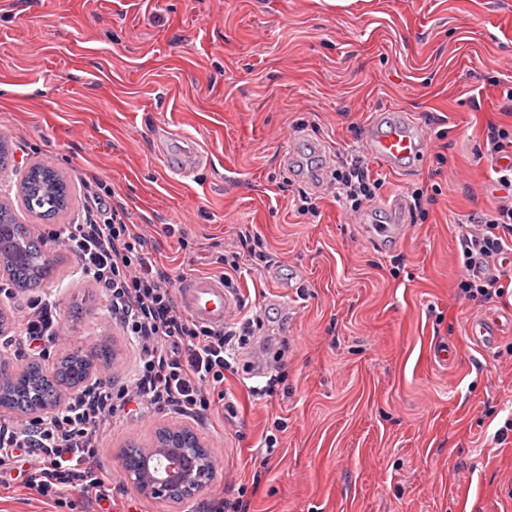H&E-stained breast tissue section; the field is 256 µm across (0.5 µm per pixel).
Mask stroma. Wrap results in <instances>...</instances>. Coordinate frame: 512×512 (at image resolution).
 Returning <instances> with one entry per match:
<instances>
[{
    "label": "stroma",
    "mask_w": 512,
    "mask_h": 512,
    "mask_svg": "<svg viewBox=\"0 0 512 512\" xmlns=\"http://www.w3.org/2000/svg\"><path fill=\"white\" fill-rule=\"evenodd\" d=\"M512 0H0V137L13 170L0 204L37 230L20 179L54 167L72 192L60 223L103 184L177 280L221 276L241 243L233 288L256 326L224 372L219 414L201 421L132 407L112 422L98 463L109 512H200L246 487L250 512H512V266L502 294L460 298L458 223L502 192L484 158L489 125L512 127ZM402 110L428 134L414 172L367 163L383 199L434 193L425 219L380 245L337 202L325 158L362 152L365 126ZM305 137L284 161L289 137ZM191 137L207 166L171 175L160 147ZM317 204L297 210L300 195ZM64 339L49 365L111 345L108 376L134 350L97 286L77 279L57 242ZM498 318L491 351L467 323ZM453 346L452 364L435 361ZM163 426L210 446L217 471L179 505L139 496L121 470L127 445ZM277 440L266 451V436ZM57 506L22 484L0 512H98L80 489Z\"/></svg>",
    "instance_id": "35a3bbf8"
}]
</instances>
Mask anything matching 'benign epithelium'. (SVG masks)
<instances>
[{
    "mask_svg": "<svg viewBox=\"0 0 512 512\" xmlns=\"http://www.w3.org/2000/svg\"><path fill=\"white\" fill-rule=\"evenodd\" d=\"M140 452L148 459L140 473L132 475L125 452L119 456L120 467L139 495L167 502L195 497L210 481L217 463L209 450L192 462L191 445L180 428L162 429L151 446Z\"/></svg>",
    "mask_w": 512,
    "mask_h": 512,
    "instance_id": "7a95c632",
    "label": "benign epithelium"
}]
</instances>
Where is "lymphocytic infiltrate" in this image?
<instances>
[{
  "label": "lymphocytic infiltrate",
  "mask_w": 512,
  "mask_h": 512,
  "mask_svg": "<svg viewBox=\"0 0 512 512\" xmlns=\"http://www.w3.org/2000/svg\"><path fill=\"white\" fill-rule=\"evenodd\" d=\"M489 156L500 159L496 181L512 192V129L492 126L486 134ZM337 196L351 211H361L382 187L364 158L357 157L336 171ZM84 211V221L46 228L45 238L62 241L74 255L81 277L103 291L106 307L128 336L137 354L128 379L76 389L63 407L24 422L0 424V485L12 472L24 477L27 488L45 497H61L77 486L96 500H108L111 489L97 466L102 437L132 399L159 412L204 418L218 413L224 394V371L236 357L253 319L212 327L181 311L172 270L155 259L138 225L129 223L122 203L109 216L95 213L99 193ZM481 247L472 250L469 236L460 243L465 274L458 292L465 298L488 300L499 295L498 280L476 272L511 248L512 201L494 204L476 219ZM18 332L0 338V345H23L28 355L48 359L60 333L59 305L50 294L28 297L16 309Z\"/></svg>",
  "instance_id": "lymphocytic-infiltrate-1"
}]
</instances>
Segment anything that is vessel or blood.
Returning a JSON list of instances; mask_svg holds the SVG:
<instances>
[{"mask_svg": "<svg viewBox=\"0 0 512 512\" xmlns=\"http://www.w3.org/2000/svg\"><path fill=\"white\" fill-rule=\"evenodd\" d=\"M363 144L368 154L378 158L387 167L398 170L421 168L427 144L426 132L421 124L409 120L404 114L392 110L376 113L363 133ZM160 158L165 167L174 174L185 175L191 172L200 159L196 150H186L179 154L161 152ZM389 211L396 213L397 220L392 224L375 226L376 235L385 239L403 237L408 229L400 213L401 199L388 202ZM178 301L184 312L194 320L221 326L233 321L239 313V297L226 288L222 279L195 276L182 281L178 286ZM467 334L483 350L493 349L498 340V326L494 321L482 316L469 320Z\"/></svg>", "mask_w": 512, "mask_h": 512, "instance_id": "1", "label": "vessel or blood"}]
</instances>
